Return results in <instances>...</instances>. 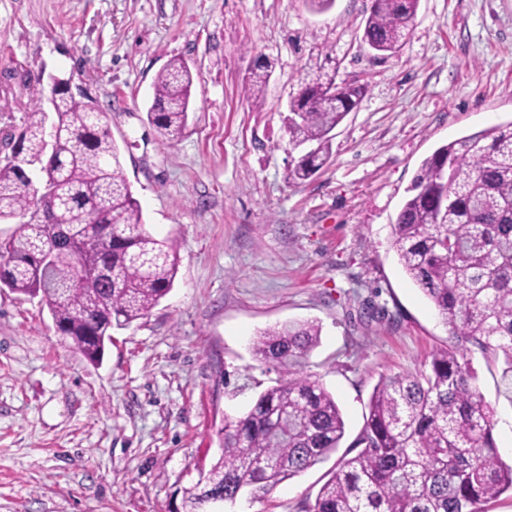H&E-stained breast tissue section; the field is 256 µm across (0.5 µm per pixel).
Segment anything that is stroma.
I'll return each mask as SVG.
<instances>
[{
  "label": "stroma",
  "instance_id": "35a3bbf8",
  "mask_svg": "<svg viewBox=\"0 0 512 512\" xmlns=\"http://www.w3.org/2000/svg\"><path fill=\"white\" fill-rule=\"evenodd\" d=\"M372 0H0V161L31 109L29 80L93 97L119 145L147 230L175 240L178 274L145 317L112 333L102 362L74 352L38 296L0 289V512H185L182 490L219 456L216 431L279 371L253 339L319 324L307 369L333 394L348 451L380 374L412 373L450 341L391 245L421 162L512 121V0H419L396 53L362 40ZM194 75L187 127L147 121L170 60ZM272 74L262 106L243 93ZM368 91L333 132L330 160L289 180L288 105L317 70ZM493 436L512 464V400L474 357ZM336 456L240 499L293 512ZM270 68L271 65L267 62H262L261 64L256 65L249 77L247 85L244 88V94L256 107H259L263 102L271 76Z\"/></svg>",
  "mask_w": 512,
  "mask_h": 512
}]
</instances>
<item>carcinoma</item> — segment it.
I'll use <instances>...</instances> for the list:
<instances>
[{"mask_svg": "<svg viewBox=\"0 0 512 512\" xmlns=\"http://www.w3.org/2000/svg\"><path fill=\"white\" fill-rule=\"evenodd\" d=\"M419 0H373L363 38L393 52L407 35ZM271 65H256L244 94L258 107ZM193 75L181 60L155 77L147 119L169 143L185 129ZM367 88L336 84L320 73L291 105L289 144L311 146L288 177L309 178L332 154V131L358 107ZM14 160L0 165V223L18 224L0 238V288L41 295L57 333L91 362L103 358L112 329L146 316L170 292L178 245L145 228L103 112L85 91H54L61 145L42 162L48 120L41 80ZM55 188L59 228L79 230L78 255L63 248L43 260L48 230L36 219V188ZM392 247L410 279L434 305L453 342L415 373L380 376L364 426L315 499L299 512H485L512 492V465L497 453L494 409L479 392L471 355L501 368L512 393V122L437 148L419 167L392 225ZM317 323L269 327L252 342L255 360L286 373L250 408L227 416L221 454L208 480L183 489L186 512L207 496L259 498L336 452L345 421L333 395L305 371L317 346Z\"/></svg>", "mask_w": 512, "mask_h": 512, "instance_id": "carcinoma-1", "label": "carcinoma"}]
</instances>
